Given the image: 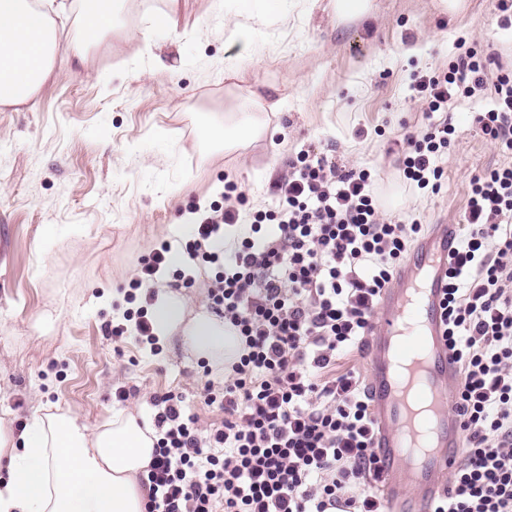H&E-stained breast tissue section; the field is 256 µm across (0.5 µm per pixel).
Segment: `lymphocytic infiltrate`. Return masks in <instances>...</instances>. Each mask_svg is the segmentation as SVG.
I'll return each mask as SVG.
<instances>
[{"mask_svg":"<svg viewBox=\"0 0 512 512\" xmlns=\"http://www.w3.org/2000/svg\"><path fill=\"white\" fill-rule=\"evenodd\" d=\"M494 62L467 47L447 69L415 75L428 123L396 152L406 185L440 192L456 134L443 113L485 90ZM491 86L473 123L510 160L471 177L448 267L444 338L464 448L432 512H512V72ZM290 167L275 209L245 212L237 194L235 205L211 206L186 245L191 261L216 266L208 301L243 352L222 388H205V405L224 413L208 433L181 398H156L144 512H381L367 388L336 359L367 335L423 226L383 218L369 168L341 169L309 150ZM244 220L277 233L225 256V227Z\"/></svg>","mask_w":512,"mask_h":512,"instance_id":"lymphocytic-infiltrate-1","label":"lymphocytic infiltrate"}]
</instances>
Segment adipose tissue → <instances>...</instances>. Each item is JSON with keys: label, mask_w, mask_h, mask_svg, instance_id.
<instances>
[{"label": "adipose tissue", "mask_w": 512, "mask_h": 512, "mask_svg": "<svg viewBox=\"0 0 512 512\" xmlns=\"http://www.w3.org/2000/svg\"><path fill=\"white\" fill-rule=\"evenodd\" d=\"M231 31L249 48L253 21L283 13L286 0H233ZM29 0H0V105L30 102L52 71L59 51L49 14ZM160 338L181 332L199 355L232 363L239 336L209 313L184 321L175 299L152 313ZM157 436L137 414L120 411L103 423H78L62 407L33 415L21 433L0 418V512H143L147 469Z\"/></svg>", "instance_id": "ef3b65f1"}]
</instances>
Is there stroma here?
I'll return each instance as SVG.
<instances>
[{"label":"stroma","mask_w":512,"mask_h":512,"mask_svg":"<svg viewBox=\"0 0 512 512\" xmlns=\"http://www.w3.org/2000/svg\"><path fill=\"white\" fill-rule=\"evenodd\" d=\"M327 3L288 0L287 19L257 23L244 51L229 38L231 0H123L112 32L85 43L84 70L56 57L32 101L0 106V417L13 431L56 405L90 426L122 409L150 420L165 393L201 430L223 419L202 397L223 367L205 371L181 335L156 355L107 327L127 307L138 257L164 242L184 253L191 207L220 200L225 181L248 207H268L289 160L310 147L340 167L374 168L386 215L459 223L470 177L503 160L473 126L489 92L448 109L457 138L439 194L405 191L387 148L425 126L412 78L446 67L457 39L497 54L491 74L512 70V28L497 26L496 0H469L461 16L435 0H375L371 18L349 24ZM160 12L168 29L151 24ZM249 94L271 106L267 132L225 149L214 133ZM176 282L166 271L155 290L176 298L184 320L207 311V275ZM120 388L130 392L122 403Z\"/></svg>","instance_id":"stroma-1"}]
</instances>
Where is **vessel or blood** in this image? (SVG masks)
<instances>
[{"mask_svg": "<svg viewBox=\"0 0 512 512\" xmlns=\"http://www.w3.org/2000/svg\"><path fill=\"white\" fill-rule=\"evenodd\" d=\"M459 243L456 225L431 226L382 292L366 338L386 512H427L463 448L457 368L441 321L446 272Z\"/></svg>", "mask_w": 512, "mask_h": 512, "instance_id": "obj_1", "label": "vessel or blood"}]
</instances>
